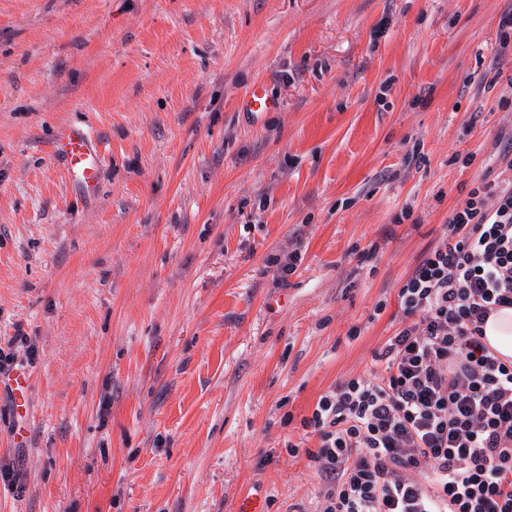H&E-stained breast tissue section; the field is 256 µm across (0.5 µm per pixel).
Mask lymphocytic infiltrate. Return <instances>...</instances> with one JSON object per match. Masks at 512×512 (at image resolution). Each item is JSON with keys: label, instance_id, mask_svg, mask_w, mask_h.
Wrapping results in <instances>:
<instances>
[{"label": "lymphocytic infiltrate", "instance_id": "1", "mask_svg": "<svg viewBox=\"0 0 512 512\" xmlns=\"http://www.w3.org/2000/svg\"><path fill=\"white\" fill-rule=\"evenodd\" d=\"M398 298L379 370L302 421L320 438V512H512V360L483 331L512 307V179L471 189Z\"/></svg>", "mask_w": 512, "mask_h": 512}]
</instances>
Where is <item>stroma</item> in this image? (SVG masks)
Returning a JSON list of instances; mask_svg holds the SVG:
<instances>
[{"label": "stroma", "instance_id": "stroma-1", "mask_svg": "<svg viewBox=\"0 0 512 512\" xmlns=\"http://www.w3.org/2000/svg\"><path fill=\"white\" fill-rule=\"evenodd\" d=\"M511 12L0 0V370L32 379L22 418L0 387V512H318L303 418L373 369L451 211L512 178ZM256 83L277 111L242 109ZM67 126L103 145L92 194ZM69 177L88 192H95L100 179L103 151L100 144L84 128H62L52 143Z\"/></svg>", "mask_w": 512, "mask_h": 512}]
</instances>
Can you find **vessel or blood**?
I'll use <instances>...</instances> for the list:
<instances>
[{"label":"vessel or blood","instance_id":"vessel-or-blood-1","mask_svg":"<svg viewBox=\"0 0 512 512\" xmlns=\"http://www.w3.org/2000/svg\"><path fill=\"white\" fill-rule=\"evenodd\" d=\"M242 105L253 114L275 111L278 103L263 86L256 85L245 94ZM54 153L65 164L69 177L87 191H95L100 179L103 151L100 144L85 129L66 127L61 129L53 143Z\"/></svg>","mask_w":512,"mask_h":512}]
</instances>
